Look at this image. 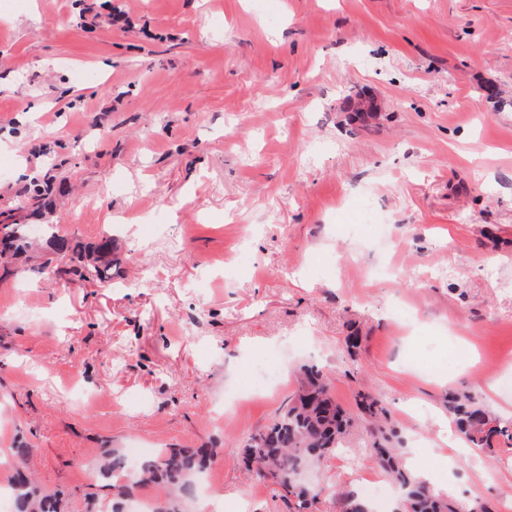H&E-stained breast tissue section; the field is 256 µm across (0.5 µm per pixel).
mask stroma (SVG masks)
I'll return each mask as SVG.
<instances>
[{
	"label": "stroma",
	"mask_w": 512,
	"mask_h": 512,
	"mask_svg": "<svg viewBox=\"0 0 512 512\" xmlns=\"http://www.w3.org/2000/svg\"><path fill=\"white\" fill-rule=\"evenodd\" d=\"M490 87L512 98V0H0V211L38 228L0 257V457L25 442L62 512H112L128 497L85 500L104 449L207 445L189 512H288L237 448L316 363L347 410L382 398L433 490L512 512L508 437L435 461L469 448L449 394L512 423V366L486 368L512 354V107ZM46 224L112 238L111 281L72 275ZM262 361L279 386L225 406ZM367 441L304 471L313 512L389 483Z\"/></svg>",
	"instance_id": "1"
}]
</instances>
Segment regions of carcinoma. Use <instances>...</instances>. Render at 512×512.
Segmentation results:
<instances>
[{
  "label": "carcinoma",
  "instance_id": "carcinoma-1",
  "mask_svg": "<svg viewBox=\"0 0 512 512\" xmlns=\"http://www.w3.org/2000/svg\"><path fill=\"white\" fill-rule=\"evenodd\" d=\"M27 239L28 225L16 222L9 211H0V248L18 250L25 246ZM97 253L95 276L101 281L112 278V240L99 244ZM301 374L298 393L239 449L254 473L277 487L281 497L293 503L296 512L311 508L320 495L299 482L301 471L326 459L342 443L354 422L350 413L336 403L330 378L321 368L305 365ZM356 402L360 412L371 419L366 451L390 473L411 512H454L453 504L431 493L422 481L403 468L402 448L394 445V434L383 421L386 410L380 401L360 392ZM450 410L457 418L459 429L476 448H490L495 438L508 432L469 394L453 396ZM29 453L28 448L14 449L17 464L9 479L20 512H58L57 500L44 493L34 475L25 469ZM214 455L212 448L173 449L143 460L131 473L126 468L123 450L114 448L105 456L99 473L106 479H115L122 495L132 486L156 484L164 492L158 512H181V503L193 490L195 478Z\"/></svg>",
  "mask_w": 512,
  "mask_h": 512
}]
</instances>
